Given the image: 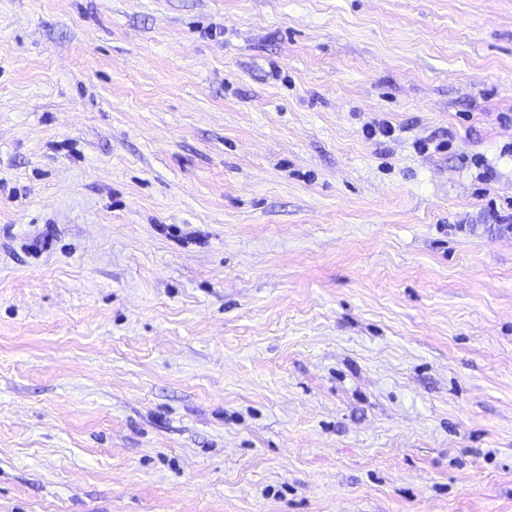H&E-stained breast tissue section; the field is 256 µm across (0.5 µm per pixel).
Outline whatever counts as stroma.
I'll use <instances>...</instances> for the list:
<instances>
[{"label":"stroma","instance_id":"35a3bbf8","mask_svg":"<svg viewBox=\"0 0 512 512\" xmlns=\"http://www.w3.org/2000/svg\"><path fill=\"white\" fill-rule=\"evenodd\" d=\"M0 512H512V0H0Z\"/></svg>","mask_w":512,"mask_h":512}]
</instances>
